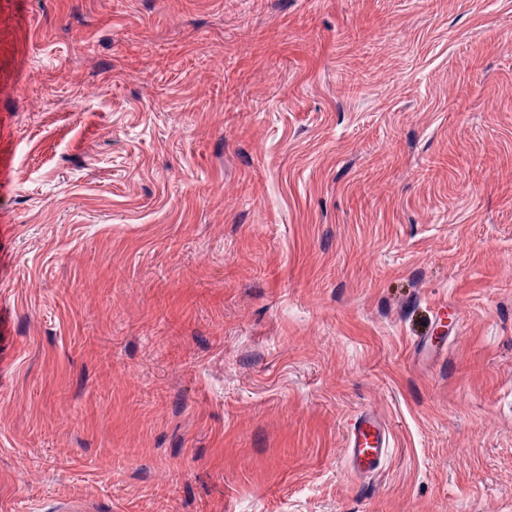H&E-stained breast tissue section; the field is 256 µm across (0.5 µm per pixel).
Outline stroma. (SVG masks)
Instances as JSON below:
<instances>
[{
	"label": "stroma",
	"mask_w": 512,
	"mask_h": 512,
	"mask_svg": "<svg viewBox=\"0 0 512 512\" xmlns=\"http://www.w3.org/2000/svg\"><path fill=\"white\" fill-rule=\"evenodd\" d=\"M73 501L512 512V0H0V512ZM345 445L353 470L373 474L381 469L388 453L389 433L374 414L361 412L347 427Z\"/></svg>",
	"instance_id": "obj_1"
}]
</instances>
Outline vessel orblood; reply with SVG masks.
Instances as JSON below:
<instances>
[{"mask_svg": "<svg viewBox=\"0 0 512 512\" xmlns=\"http://www.w3.org/2000/svg\"><path fill=\"white\" fill-rule=\"evenodd\" d=\"M345 445L353 470L368 475L381 469L389 449V434L374 414L363 412L349 423Z\"/></svg>", "mask_w": 512, "mask_h": 512, "instance_id": "1", "label": "vessel or blood"}]
</instances>
